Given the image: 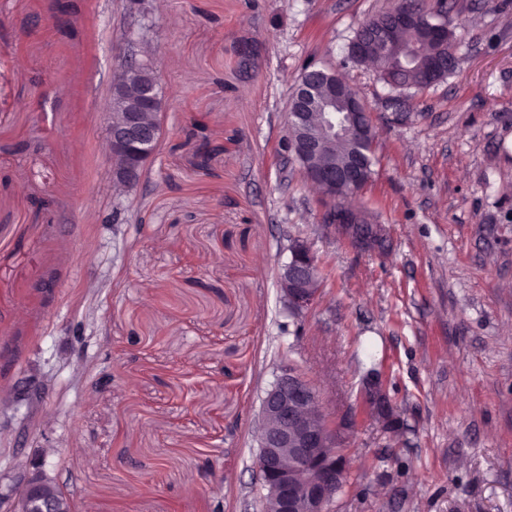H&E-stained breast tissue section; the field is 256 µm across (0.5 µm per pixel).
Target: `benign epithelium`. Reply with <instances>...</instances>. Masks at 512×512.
<instances>
[{
	"label": "benign epithelium",
	"mask_w": 512,
	"mask_h": 512,
	"mask_svg": "<svg viewBox=\"0 0 512 512\" xmlns=\"http://www.w3.org/2000/svg\"><path fill=\"white\" fill-rule=\"evenodd\" d=\"M416 21L412 11H396L372 42L355 41L352 53L363 55L389 43L397 30ZM162 97L158 82L140 86L136 101L128 105L119 103L118 96L110 93L105 130L108 175L114 182L130 184V178L155 154L159 137L147 123V116H160L156 108ZM293 98L297 111L291 113V118L303 124L312 122L321 131V135H312L302 143L301 151L309 155L321 153L324 138L342 132L336 124V102L349 112L361 106L356 97L343 100L339 88L323 86L313 77L298 84ZM305 175L332 202L344 197L346 188L357 182L353 162L340 173L307 170ZM338 229L364 253L385 250L386 237L380 224H340ZM288 251V262L279 272L282 301L289 313L300 319L317 302L321 289L313 285L312 250L307 242L296 237ZM335 440L336 430L319 411L314 385L295 366H282L260 405L256 441L261 512H328L344 471L342 462L324 453ZM18 485L15 499L0 495V512H72L69 498L38 463L19 476Z\"/></svg>",
	"instance_id": "7a95c632"
}]
</instances>
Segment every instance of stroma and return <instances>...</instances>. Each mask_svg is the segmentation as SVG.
<instances>
[{"mask_svg": "<svg viewBox=\"0 0 512 512\" xmlns=\"http://www.w3.org/2000/svg\"><path fill=\"white\" fill-rule=\"evenodd\" d=\"M55 2L0 0V494L37 462L73 512H260V402L289 363L343 448L330 512H512V0H447L459 69L402 91L347 57L390 0ZM134 44L162 136L119 193L102 108ZM322 68L374 126L351 202L380 254L284 147ZM297 236L325 273L298 329L277 282ZM336 226L364 253L383 252L386 247L384 229L380 224H338Z\"/></svg>", "mask_w": 512, "mask_h": 512, "instance_id": "1", "label": "stroma"}]
</instances>
